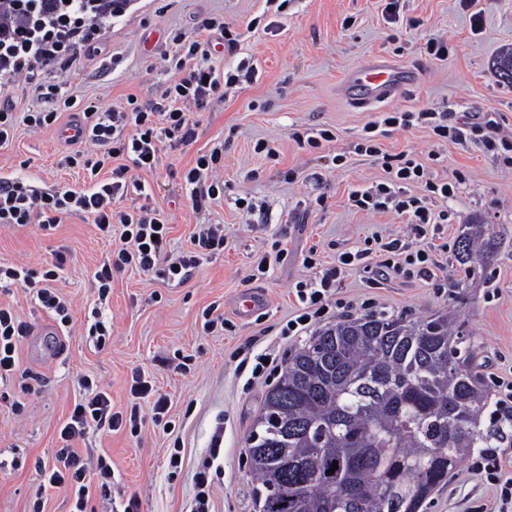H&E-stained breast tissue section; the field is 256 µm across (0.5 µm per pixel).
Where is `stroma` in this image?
Wrapping results in <instances>:
<instances>
[{
  "label": "stroma",
  "instance_id": "35a3bbf8",
  "mask_svg": "<svg viewBox=\"0 0 512 512\" xmlns=\"http://www.w3.org/2000/svg\"><path fill=\"white\" fill-rule=\"evenodd\" d=\"M384 0H134L131 9L104 19L106 34L95 48L79 44L72 67L35 68L30 76H0V104L17 114L54 107L59 123L82 117L91 107L120 106L129 96L158 99L176 78L165 59L177 39L196 31L203 18L216 17L239 34L235 51L211 47L209 63L236 71L253 65L252 79L230 88L201 116L196 142L163 154L155 171L141 174L146 197L130 194L125 209L149 203L165 215L170 233L163 251L185 250L202 224L224 227L227 245L204 256L188 281L167 282L151 275L114 273L107 299H99L92 274L116 244L104 238L82 214L67 216L55 229L38 226L0 229V262L41 268L66 253L56 283L70 304L71 322L62 326L54 312L17 285L0 287V305L13 307L30 332L19 346L20 368L0 389L15 393L16 403L0 402V512H70L63 493L43 489L42 470L51 464L61 424L81 394L78 380L96 378L112 398V408L139 404L142 432L92 430L76 442L83 456L106 459L112 468V494L96 497V512H118L122 499L136 494L140 512H190L194 475L216 429H223L218 458L224 473L213 487L212 512H256L247 438L263 397L280 377L286 361L304 337L280 336L299 303L294 285L314 277L302 263L316 249L322 266L344 252L367 250L368 256L336 283L335 320L366 314L404 315L412 319L443 313L463 321L479 348L489 395L485 415H492L500 391L512 387V166L504 150L484 149L479 141H440L429 127L395 130L381 138L390 154L412 153L427 161L430 178L455 175L462 182L447 203L455 218L440 225L445 249L436 250L433 277H409L381 267L375 240L418 247L405 217L395 212L352 209L348 194L356 186L383 181L386 173L372 158L356 154L364 126L378 113L431 109L448 123H483L496 117L500 135L512 136V86L500 84L490 64L498 50L512 45V0H475L481 25L460 0H401L400 20L383 15ZM448 43V57L425 54L427 39ZM384 55L418 70V81L403 96L379 106L357 109L342 96L348 72L370 57ZM56 87L46 104L47 87ZM326 128L334 141L309 152L295 136L306 128ZM224 143L223 197L205 209H193L183 175L197 154L215 141ZM266 141L275 157L256 153ZM71 150L57 126L39 131L18 126L13 141L0 147V175L52 188L83 185L82 167L62 165ZM346 167L333 165L336 154ZM293 172L285 181V172ZM254 203L244 212L240 199ZM494 225L497 248L486 266L463 277L457 240L464 220ZM280 237L287 258L267 275L248 280L257 255ZM264 297L261 318L242 319L234 312L242 292ZM224 314V330L208 334L201 314L209 306ZM106 328L98 346L89 328ZM266 353L274 362L264 380L248 384L245 354ZM188 357L186 371L175 370L174 357ZM145 375L171 399L169 429L152 421L148 402H135L130 385ZM183 445V466L169 477L168 448ZM463 458L447 486L427 500L424 512H489L496 487L485 472Z\"/></svg>",
  "mask_w": 512,
  "mask_h": 512
}]
</instances>
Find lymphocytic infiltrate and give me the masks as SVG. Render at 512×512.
<instances>
[{
	"mask_svg": "<svg viewBox=\"0 0 512 512\" xmlns=\"http://www.w3.org/2000/svg\"><path fill=\"white\" fill-rule=\"evenodd\" d=\"M75 8L72 0H0V74L18 76L30 73L33 66L52 67L69 60L73 39L97 27L106 11L104 0H82ZM204 42L179 40L170 64L179 77L159 100L139 102L128 97L124 106L106 107L86 115L85 142L97 146L96 156L77 150L67 155V163H82L89 169L93 183L89 187L60 186L38 189L16 178L0 177V227L24 228L35 224L50 230L61 224L65 215H86L103 234L118 239L120 248L111 260L97 267L93 278L99 298H106L112 286V274L131 269L164 280L186 281L199 265L202 255L223 252L224 227L208 224L190 238V246L159 267L158 255L169 227L156 209L143 205L133 210L118 203L132 191L141 189L140 172L157 167L165 147L192 145L200 125L199 114L206 111L214 96L239 82V75L224 73L201 61ZM430 127L439 138L459 144L478 135L481 129L496 128L495 120L484 125L448 126L436 112L395 110L383 112L364 128L356 149L359 154L380 162L387 177L368 188L350 192L348 201L359 212L394 211L406 217L415 235L423 237L432 224L447 223V211H435L434 201L454 198L458 184L452 180H433L427 165L411 153L391 155L382 152L379 137L389 129H406L413 123ZM224 146L217 143L199 155L184 174L191 185L193 207L215 202L224 192ZM108 178H101L102 170ZM424 187L423 195L411 193L412 185ZM364 257L363 252L338 256L335 265H320L316 250H309L303 263L315 269L314 278L298 281L295 294L300 303L295 318L282 327L285 336H300L326 319L335 294L336 281L350 266ZM66 263L64 256L39 269L23 265H0V282L32 290L40 304L54 311L61 325H68L70 304L59 293L56 283ZM28 334V326L12 308L0 307V379L14 374L19 364V344ZM83 393L59 430L60 446L51 468L45 474L48 487L63 491L71 502V512H94L93 495L111 494V470L104 460L81 456L74 448L77 439L89 430L109 428L137 429L141 423L138 406L128 412L113 410L110 396L90 377L80 381Z\"/></svg>",
	"mask_w": 512,
	"mask_h": 512,
	"instance_id": "f902f5d3",
	"label": "lymphocytic infiltrate"
}]
</instances>
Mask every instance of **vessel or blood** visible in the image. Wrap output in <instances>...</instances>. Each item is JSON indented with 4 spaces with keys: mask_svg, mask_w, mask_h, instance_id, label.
<instances>
[{
    "mask_svg": "<svg viewBox=\"0 0 512 512\" xmlns=\"http://www.w3.org/2000/svg\"><path fill=\"white\" fill-rule=\"evenodd\" d=\"M414 72L385 57H373L350 71L342 84L344 97L354 106L382 103L407 90Z\"/></svg>",
    "mask_w": 512,
    "mask_h": 512,
    "instance_id": "obj_1",
    "label": "vessel or blood"
}]
</instances>
